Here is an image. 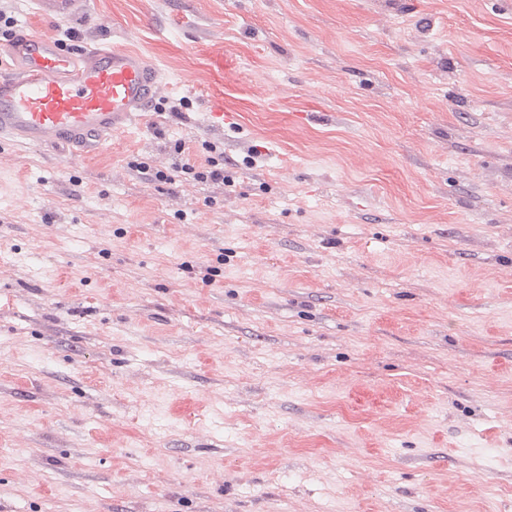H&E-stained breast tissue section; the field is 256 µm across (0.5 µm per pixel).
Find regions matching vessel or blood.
<instances>
[{"label": "vessel or blood", "mask_w": 512, "mask_h": 512, "mask_svg": "<svg viewBox=\"0 0 512 512\" xmlns=\"http://www.w3.org/2000/svg\"><path fill=\"white\" fill-rule=\"evenodd\" d=\"M43 14L67 19L87 0H38ZM0 73V142L66 145L73 152L102 147L112 133L145 112L158 74L134 50L85 46L65 49L56 40L19 30Z\"/></svg>", "instance_id": "obj_1"}]
</instances>
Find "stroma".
Listing matches in <instances>:
<instances>
[{
    "mask_svg": "<svg viewBox=\"0 0 512 512\" xmlns=\"http://www.w3.org/2000/svg\"><path fill=\"white\" fill-rule=\"evenodd\" d=\"M10 7L159 78L0 144V512H512V0ZM38 6L43 14L57 19H67L86 10V0H39ZM204 146L209 153L220 151V147L215 143L208 142ZM218 155L222 158V167H218L219 163L212 156L206 160L207 164L205 165L191 164L188 160L185 163L174 164L170 168L158 169L151 167L147 162L136 159L130 161L128 166L151 180L168 184H175L176 181L192 180L197 183L221 181L225 186H233L232 177L224 176V150L218 152Z\"/></svg>",
    "mask_w": 512,
    "mask_h": 512,
    "instance_id": "stroma-1",
    "label": "stroma"
}]
</instances>
